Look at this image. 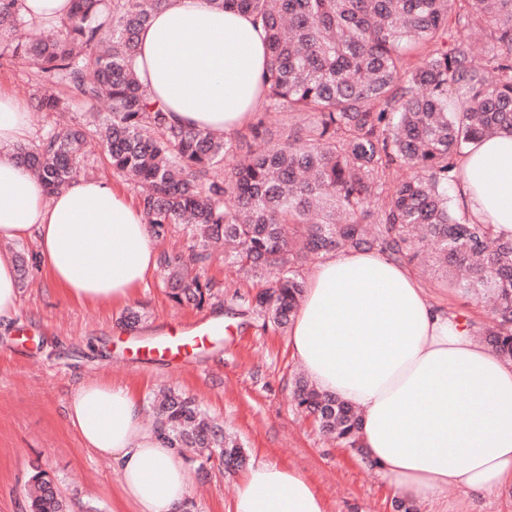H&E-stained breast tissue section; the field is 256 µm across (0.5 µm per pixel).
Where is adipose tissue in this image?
Returning a JSON list of instances; mask_svg holds the SVG:
<instances>
[{"label":"adipose tissue","instance_id":"adipose-tissue-1","mask_svg":"<svg viewBox=\"0 0 512 512\" xmlns=\"http://www.w3.org/2000/svg\"><path fill=\"white\" fill-rule=\"evenodd\" d=\"M268 63L253 18L209 0H163L139 34L136 71L175 123L231 134L260 102ZM25 109L0 93V325L20 297L6 243L34 240L52 287L81 305L126 304L156 269L140 207L110 182L75 177L46 194L16 157ZM458 196L471 222L512 238V135L470 144ZM296 358L322 392L362 413L368 459L411 501L456 486L475 496L512 486V361L434 308L403 263L349 250L320 261L292 323ZM82 446L112 465L116 512H183L185 457L145 421L131 388L89 377L65 404ZM232 512H328L301 472L251 466Z\"/></svg>","mask_w":512,"mask_h":512}]
</instances>
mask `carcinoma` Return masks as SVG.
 <instances>
[{"mask_svg":"<svg viewBox=\"0 0 512 512\" xmlns=\"http://www.w3.org/2000/svg\"><path fill=\"white\" fill-rule=\"evenodd\" d=\"M18 2L0 0V32L35 24ZM161 2L72 0L55 34L6 43L0 59L34 68L40 112L107 101L110 111L94 116L104 160L141 188L156 239L181 228L194 241L187 258L160 257L172 300L209 303L210 282L189 264H204L224 245V264L262 282L252 310L285 329L305 289L301 264L351 249L410 263L429 242L452 288L492 300L486 343L512 361V239L459 216L449 194L466 144L512 134V0H209L261 25L265 111L313 116L279 141L261 119L239 140L174 125L147 97L134 62L139 33ZM470 28L501 47L488 68L474 60ZM86 143L84 125L72 123L14 151L52 194L84 169ZM394 166L406 175L376 217ZM293 398L322 432L361 447L355 407L303 377ZM153 406L170 445L227 468L245 462L242 445L194 400L168 390ZM28 499L29 512H66L42 471L30 477Z\"/></svg>","mask_w":512,"mask_h":512,"instance_id":"1","label":"carcinoma"}]
</instances>
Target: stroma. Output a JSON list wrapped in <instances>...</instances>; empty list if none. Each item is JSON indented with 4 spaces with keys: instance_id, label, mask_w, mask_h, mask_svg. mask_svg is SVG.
I'll return each instance as SVG.
<instances>
[{
    "instance_id": "stroma-1",
    "label": "stroma",
    "mask_w": 512,
    "mask_h": 512,
    "mask_svg": "<svg viewBox=\"0 0 512 512\" xmlns=\"http://www.w3.org/2000/svg\"><path fill=\"white\" fill-rule=\"evenodd\" d=\"M24 251L29 274L19 286L15 321L0 331V512H29L25 495L34 471L46 472L66 498L69 512H113L118 489L111 468L82 448L66 423L71 387L94 376L137 390L149 403L162 387L193 397L223 420L241 441L248 464L272 462L307 476L328 512H396L398 492L360 452L319 432L292 398L300 369L285 331L264 326L246 300L252 284L216 256L203 272L215 292L203 308L172 302L160 272L138 289L132 307L145 319L121 325L123 307L74 304L49 288L39 271L34 241L12 243ZM428 298L478 330L487 313L470 296L449 287L432 264L410 268ZM223 321L224 334L182 363L147 360L134 344L169 329H194ZM242 471L218 460L190 463L191 512H229ZM417 512H512V487L473 500L451 488L419 502Z\"/></svg>"
}]
</instances>
